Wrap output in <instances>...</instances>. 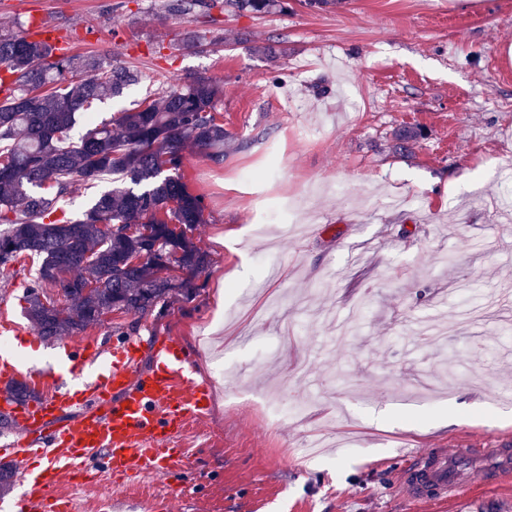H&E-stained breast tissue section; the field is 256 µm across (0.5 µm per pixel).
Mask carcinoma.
<instances>
[{
    "label": "carcinoma",
    "instance_id": "cac0c4a2",
    "mask_svg": "<svg viewBox=\"0 0 512 512\" xmlns=\"http://www.w3.org/2000/svg\"><path fill=\"white\" fill-rule=\"evenodd\" d=\"M229 7L266 14L283 0H168L172 14ZM56 47L17 33H0V66L13 77V94L0 101V267L38 262L24 313L44 339L78 336L110 313L147 317L197 295L196 278L210 265L195 235L173 224L204 223L201 197L187 191L180 170L196 147L215 161L229 133L217 121L219 83L197 77L172 85L156 99L123 110L108 122L70 132L92 104L138 82L139 72L113 67L96 55H57ZM106 176L103 192L79 218H56L77 182ZM151 225L143 237L127 233ZM54 290L61 299L47 293ZM6 400L32 397L23 382Z\"/></svg>",
    "mask_w": 512,
    "mask_h": 512
}]
</instances>
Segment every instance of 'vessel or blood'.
Here are the masks:
<instances>
[{"label": "vessel or blood", "mask_w": 512, "mask_h": 512, "mask_svg": "<svg viewBox=\"0 0 512 512\" xmlns=\"http://www.w3.org/2000/svg\"><path fill=\"white\" fill-rule=\"evenodd\" d=\"M140 350L131 338L99 347V354L112 356V367L101 380L81 389H58L23 405L0 406L29 433L28 440L10 444L6 455L23 462L38 450L45 457L40 472L26 481L30 512H71L53 492L82 476L97 455L105 457L106 471L114 476L183 473L182 453L171 440L189 419L204 416L208 391L195 382L188 360L174 345L157 346L155 366L147 373L139 370ZM490 453L495 468L466 473L444 450L414 457L400 473L407 500H444L465 483L511 481L512 439L498 438Z\"/></svg>", "instance_id": "obj_1"}]
</instances>
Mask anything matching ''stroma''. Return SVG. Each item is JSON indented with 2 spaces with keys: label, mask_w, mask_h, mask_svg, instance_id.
<instances>
[{
  "label": "stroma",
  "mask_w": 512,
  "mask_h": 512,
  "mask_svg": "<svg viewBox=\"0 0 512 512\" xmlns=\"http://www.w3.org/2000/svg\"><path fill=\"white\" fill-rule=\"evenodd\" d=\"M165 0H0V31L46 17L75 54L138 69L108 120L173 82L220 80L224 159L188 151L211 259L162 318L115 314L40 340L32 263L0 267V339L46 388L65 346L176 341L210 390L176 439L185 488L147 474L57 495L76 512H405L407 453L512 435V0H301L260 16ZM206 38L186 53V34ZM269 44L276 57L254 52ZM405 128L420 138L402 150ZM452 255L455 265L443 264ZM295 406L284 420L255 409ZM512 512V485L418 512Z\"/></svg>",
  "instance_id": "35a3bbf8"
}]
</instances>
